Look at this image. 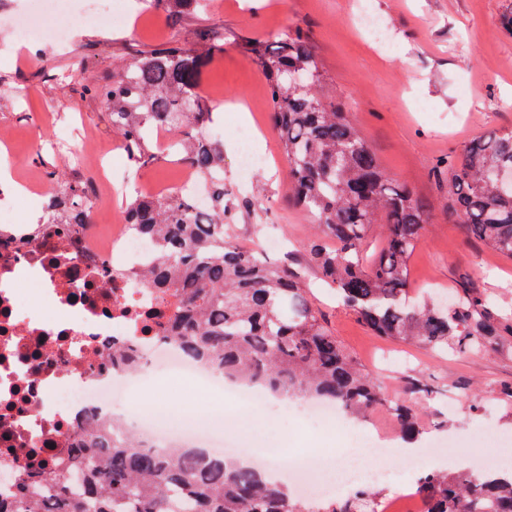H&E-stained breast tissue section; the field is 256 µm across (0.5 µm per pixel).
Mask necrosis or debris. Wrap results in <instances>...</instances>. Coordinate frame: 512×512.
Returning a JSON list of instances; mask_svg holds the SVG:
<instances>
[{
  "instance_id": "4bbe7bcc",
  "label": "necrosis or debris",
  "mask_w": 512,
  "mask_h": 512,
  "mask_svg": "<svg viewBox=\"0 0 512 512\" xmlns=\"http://www.w3.org/2000/svg\"><path fill=\"white\" fill-rule=\"evenodd\" d=\"M21 42L65 44L68 29L33 26L25 13H0ZM98 185L112 189V231L75 225L61 235L0 240V501L22 480L71 465L75 435L121 416L137 426L133 395L147 374L189 377L222 392L224 374L166 340L157 324L170 312L142 273L152 247L127 222L117 169L96 163ZM34 287L24 298L21 284ZM131 360L113 366V349Z\"/></svg>"
}]
</instances>
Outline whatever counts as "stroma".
<instances>
[{"label":"stroma","instance_id":"35a3bbf8","mask_svg":"<svg viewBox=\"0 0 512 512\" xmlns=\"http://www.w3.org/2000/svg\"><path fill=\"white\" fill-rule=\"evenodd\" d=\"M91 3L78 0L75 11L58 16L60 25L73 30L64 47H25L9 28L0 27V130L11 134L22 173L35 176L48 190L58 177L92 186L93 173L72 164L67 152L57 148L58 137L84 123L100 147L117 139L106 103L65 80L70 62L81 61L84 81L104 83L137 53L176 40L193 43L197 29L206 25L224 37L222 52L202 74L209 106L226 108L223 118L213 122L224 132V182L255 202L238 221L235 241L253 244V225L272 224L290 250L299 251L319 229L291 198L288 162L268 125L266 81L238 48L246 37L269 39L299 28L318 58L322 100L338 102L349 113L385 174L408 185L428 211L429 222L408 263L410 299L418 303L430 290L466 282L512 308V259L466 238L449 219L450 174L436 167L438 159L457 155L487 130L512 129V34L501 25L512 0H211L204 15L177 18L145 0H124L128 20L122 26L104 17L89 18ZM365 3L399 43V57L384 55L361 33L356 17ZM24 85L31 93L18 97L15 90ZM249 102L266 122L259 149L269 162L243 184L231 107ZM44 115L51 125L36 144L29 127ZM313 293L334 335L387 394L404 397L413 379L429 388V395L417 402L419 469L453 468L448 458L453 446L467 449L471 468L497 465L495 449L512 447V351L454 354L381 338L324 289ZM171 381L159 375L144 382V406L166 420L207 417V410ZM478 402L483 411L475 410ZM287 404L282 398L263 409L262 428L248 423L225 428L226 439L276 458L283 469L304 456L317 470L324 455L341 460L353 436L371 434L383 453L370 457L368 465L388 475L376 484L384 501L412 491L406 459L395 453L405 441L388 412L377 410L364 418L345 414L329 431H305Z\"/></svg>","mask_w":512,"mask_h":512}]
</instances>
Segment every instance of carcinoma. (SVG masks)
Returning <instances> with one entry per match:
<instances>
[{
	"label": "carcinoma",
	"instance_id": "cac0c4a2",
	"mask_svg": "<svg viewBox=\"0 0 512 512\" xmlns=\"http://www.w3.org/2000/svg\"><path fill=\"white\" fill-rule=\"evenodd\" d=\"M154 4L177 16L207 8L208 0ZM221 47L203 28L192 45L173 41L143 51L112 81L82 87L110 108L112 128L135 168L165 153L207 185L203 211L187 192L162 201L137 195L126 203L128 223L158 251L145 282L173 298L166 338L224 376L272 394H305L354 415L385 409L413 440L418 413L389 397L331 333L311 297L309 272L375 335L425 349L512 348V311L467 286L456 288L445 307L408 303L407 262L428 214L407 185L386 176L347 113L318 97L321 70L301 30L273 41L242 39L239 48L267 79L292 199L313 215L322 237L309 241L301 256L274 263L259 249H241L234 242L239 203L220 176L224 142L206 133L212 112L198 95L202 70ZM153 130L170 133L168 144L154 143ZM439 165L452 168L449 215L466 235L512 258V189L498 184L501 170L512 169V131L479 136ZM84 201L82 185H59L31 235L88 223ZM375 224L382 225L384 246L368 258ZM261 473L225 456L146 451L114 422L92 436L77 435L73 467L53 476V493L23 487L8 512H379L378 492L312 503ZM415 495L424 512H512V478L490 474L422 473Z\"/></svg>",
	"mask_w": 512,
	"mask_h": 512
}]
</instances>
